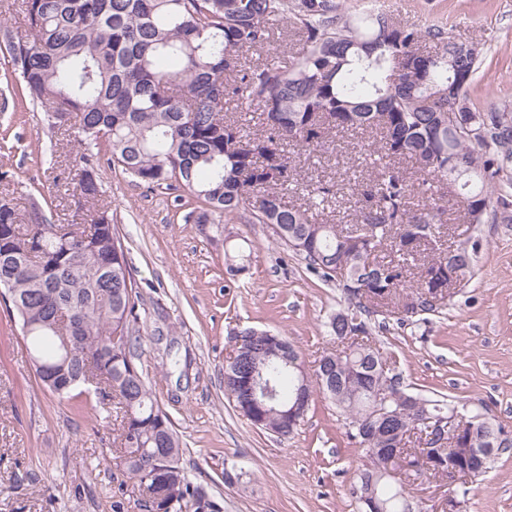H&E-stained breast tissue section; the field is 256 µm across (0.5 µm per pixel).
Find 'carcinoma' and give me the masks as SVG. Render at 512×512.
Instances as JSON below:
<instances>
[{
    "instance_id": "cac0c4a2",
    "label": "carcinoma",
    "mask_w": 512,
    "mask_h": 512,
    "mask_svg": "<svg viewBox=\"0 0 512 512\" xmlns=\"http://www.w3.org/2000/svg\"><path fill=\"white\" fill-rule=\"evenodd\" d=\"M24 35L0 34L21 90L47 107L52 128L73 119L83 140L105 151L107 163L151 187L177 186L199 203L194 222L223 229L248 211L252 222L277 224L278 240L324 280L343 287L348 324L331 319L334 338L345 328L360 339L328 352L313 372L301 367L284 337L245 328L238 333L245 360L227 361L224 384L239 414L253 426L288 435L306 416L313 392L345 419L347 437L364 452L408 445L379 455L382 468L363 469L355 487L372 489L378 512H417L405 484L438 475L430 428L448 421L451 405L413 395L393 357L366 340L372 316L401 321L436 310L435 291L448 273H471L481 239L470 235L435 252L450 190L467 223L490 212L512 223V106L470 105L468 91L483 51L436 29L406 26L348 0H22ZM298 47L265 62L247 54L277 43L284 28ZM234 97L242 111L257 108L265 133L252 134L224 113ZM452 112L445 123L442 115ZM379 135L369 152L375 176L361 183L364 205L346 230L319 222L334 185L304 186L300 202L284 200L298 155L323 154L339 134ZM77 191L86 202L102 196L92 154ZM411 164L418 182L406 176ZM19 223L0 208V296L18 315L40 385L61 398L96 371L103 385L83 408L94 417L122 412L118 428L123 467L154 506L205 512L178 466L180 441L149 391L135 361L137 291L126 252L108 210L88 224ZM416 261L411 292L407 261ZM405 297L406 302L394 306ZM72 327L79 347L66 359L62 330ZM271 381L275 398L252 404L249 372ZM390 417L368 420L381 388ZM471 448H490L467 460L483 473L512 437L476 407L465 411ZM405 470V482L388 471Z\"/></svg>"
}]
</instances>
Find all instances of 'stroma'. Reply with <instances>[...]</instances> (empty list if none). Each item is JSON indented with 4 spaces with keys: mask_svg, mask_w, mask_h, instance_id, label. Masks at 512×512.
Listing matches in <instances>:
<instances>
[{
    "mask_svg": "<svg viewBox=\"0 0 512 512\" xmlns=\"http://www.w3.org/2000/svg\"><path fill=\"white\" fill-rule=\"evenodd\" d=\"M408 25L443 29L483 45L486 58L469 90L471 104L512 103V0H360ZM13 73L0 43V202L21 214L39 205L54 224L80 208L78 129L49 130L45 109H16L6 88ZM303 180L337 183L327 220L351 224L353 190L365 176L360 136L339 138L336 151L300 157ZM103 195L125 246L140 298L144 337L136 362L180 441V468L214 512H358L351 488L366 462L349 443L335 406L316 395L304 420L283 437L254 427L224 393L232 334L245 327L286 336L306 369L335 349L326 325L347 305L336 284L276 241L249 213L207 237L188 215L195 200L179 188H150L120 167L101 165ZM482 247L471 278L440 311L388 319L371 333L392 354L415 394L459 406L480 403L512 432V223L481 224ZM247 256L230 270L224 242ZM112 423H93L75 402L43 391L21 323L0 302V512H142L133 479L117 467ZM461 512H512V450L469 479Z\"/></svg>",
    "mask_w": 512,
    "mask_h": 512,
    "instance_id": "stroma-1",
    "label": "stroma"
}]
</instances>
